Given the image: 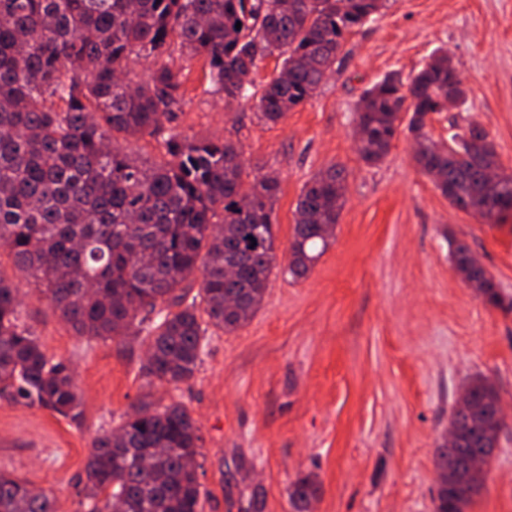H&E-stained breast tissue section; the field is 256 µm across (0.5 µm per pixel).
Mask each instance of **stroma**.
<instances>
[{
    "label": "stroma",
    "mask_w": 512,
    "mask_h": 512,
    "mask_svg": "<svg viewBox=\"0 0 512 512\" xmlns=\"http://www.w3.org/2000/svg\"><path fill=\"white\" fill-rule=\"evenodd\" d=\"M439 49L461 73L459 112L432 114L437 140L469 120L488 133L512 174V0H388L347 36L335 71L278 123L250 103L211 95L203 58L173 54L182 112L162 136L121 137L125 152L159 159L163 135L237 143L250 173L279 180L276 260L260 309L242 328H208L202 361L185 383L148 384L144 350L122 338L79 336L17 278L22 320L48 357L69 364L82 398L72 419L0 397V472L52 491L57 512H84L93 438L152 402L185 406L201 440L202 512H294L300 476H315L310 512H435L437 450L456 401L476 378L497 389L504 413L490 476L466 512H512V212L498 223L452 206L413 160L400 122L382 162L355 142L365 89L397 72L409 79ZM344 168L345 204L326 251L306 277L286 272L304 185ZM461 241L494 278L488 304L454 269Z\"/></svg>",
    "instance_id": "35a3bbf8"
}]
</instances>
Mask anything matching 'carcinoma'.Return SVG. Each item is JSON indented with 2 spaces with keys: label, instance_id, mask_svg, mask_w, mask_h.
<instances>
[{
  "label": "carcinoma",
  "instance_id": "carcinoma-1",
  "mask_svg": "<svg viewBox=\"0 0 512 512\" xmlns=\"http://www.w3.org/2000/svg\"><path fill=\"white\" fill-rule=\"evenodd\" d=\"M386 0H0V256L43 295L81 336L142 337L145 375L161 383L190 380L201 362L207 328L226 333L258 311L275 261L273 202L277 177L246 172L229 139H163L167 158L144 161L122 152L116 135H157L181 108L175 49L202 57L209 89L227 106L255 101L276 123L304 104L336 65L354 29ZM241 27H236V23ZM278 54L279 73L264 86L258 62ZM153 59L147 83L130 64ZM466 96L448 56L435 52L403 84L395 75L366 90L358 106L368 164L380 162L402 111L417 148L415 162L451 205L478 209L495 222L512 212V174L495 184L498 165L488 133L470 122L441 143L426 127L446 110L448 91ZM343 171L329 168L302 189L296 206L288 274L305 276L327 238L317 225L337 224ZM456 270L484 281V297L501 303L483 267L459 242ZM201 272L190 302L182 288ZM19 289L0 274V395L64 417L81 415L74 373L51 361L19 320ZM472 416L454 413L464 447L439 449L436 512H465L483 486L448 466L466 467L478 422L492 428L499 396L484 380L471 384ZM199 428L187 409L138 407L97 437L83 487L86 512H201ZM318 493L305 475L292 484L296 512ZM0 512H56L55 500L0 473Z\"/></svg>",
  "mask_w": 512,
  "mask_h": 512
}]
</instances>
